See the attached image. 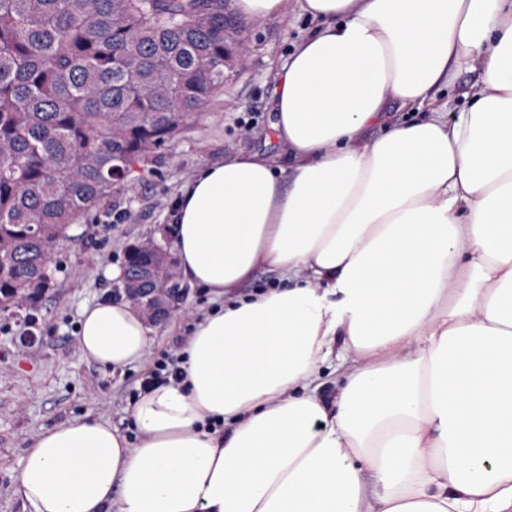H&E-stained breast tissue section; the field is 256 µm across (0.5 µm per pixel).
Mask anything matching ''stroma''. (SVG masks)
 <instances>
[{
    "label": "stroma",
    "instance_id": "35a3bbf8",
    "mask_svg": "<svg viewBox=\"0 0 512 512\" xmlns=\"http://www.w3.org/2000/svg\"><path fill=\"white\" fill-rule=\"evenodd\" d=\"M314 27L297 12L282 20L245 21L244 65L226 69L223 89L206 107L80 219L74 240L56 247L52 286L36 310L0 312V512H30L15 492L14 477L43 430L92 416L129 432V411L145 378L180 353L195 318L210 307L208 294L189 287L183 310L153 327L151 345L137 365L112 371L81 356L80 310L111 298L117 283L110 273L123 267L128 246L169 237L175 200L201 165L264 148L275 72ZM32 312L39 318L35 339L23 344L19 335Z\"/></svg>",
    "mask_w": 512,
    "mask_h": 512
}]
</instances>
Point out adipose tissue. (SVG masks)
I'll return each mask as SVG.
<instances>
[{
  "mask_svg": "<svg viewBox=\"0 0 512 512\" xmlns=\"http://www.w3.org/2000/svg\"><path fill=\"white\" fill-rule=\"evenodd\" d=\"M232 7L317 23L277 74L288 162L231 153L182 189L174 250L213 302L182 381L140 393L133 434L41 432L17 494L33 512H512V0ZM475 67L457 120L387 114ZM262 268L280 286L241 294ZM150 332L106 299L78 342L117 369ZM334 358L351 366L330 402Z\"/></svg>",
  "mask_w": 512,
  "mask_h": 512,
  "instance_id": "ef3b65f1",
  "label": "adipose tissue"
}]
</instances>
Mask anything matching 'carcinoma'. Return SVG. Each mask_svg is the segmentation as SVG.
I'll use <instances>...</instances> for the list:
<instances>
[{
	"label": "carcinoma",
	"instance_id": "cac0c4a2",
	"mask_svg": "<svg viewBox=\"0 0 512 512\" xmlns=\"http://www.w3.org/2000/svg\"><path fill=\"white\" fill-rule=\"evenodd\" d=\"M224 0H0V311L49 287L54 246L224 85ZM149 250L126 288H151Z\"/></svg>",
	"mask_w": 512,
	"mask_h": 512
}]
</instances>
